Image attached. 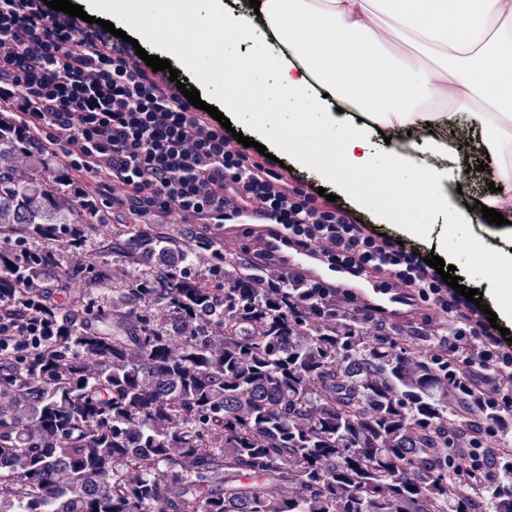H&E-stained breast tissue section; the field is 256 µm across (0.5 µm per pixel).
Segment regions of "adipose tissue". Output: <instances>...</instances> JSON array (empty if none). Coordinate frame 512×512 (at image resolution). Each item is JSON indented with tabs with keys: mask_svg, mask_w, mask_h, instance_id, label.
Returning a JSON list of instances; mask_svg holds the SVG:
<instances>
[{
	"mask_svg": "<svg viewBox=\"0 0 512 512\" xmlns=\"http://www.w3.org/2000/svg\"><path fill=\"white\" fill-rule=\"evenodd\" d=\"M117 20L161 11L179 33L159 40L149 27L142 41L180 59L203 85L276 73L302 109L326 133L343 130V151L324 140L298 152V166L342 188L359 204L391 217L365 176L386 167L406 199L430 198L449 207V184H464L463 161L488 157L497 192L476 210L451 207L453 221L470 227L461 242L492 280H512V0H88ZM206 34L208 63L192 41ZM413 44L418 55L400 54ZM345 112H337V103ZM450 111H438L439 103ZM226 112L259 132L281 117L270 95L225 98ZM389 136L385 157L371 144ZM503 214L502 226L481 213Z\"/></svg>",
	"mask_w": 512,
	"mask_h": 512,
	"instance_id": "ef3b65f1",
	"label": "adipose tissue"
}]
</instances>
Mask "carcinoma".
Segmentation results:
<instances>
[{
  "instance_id": "obj_1",
  "label": "carcinoma",
  "mask_w": 512,
  "mask_h": 512,
  "mask_svg": "<svg viewBox=\"0 0 512 512\" xmlns=\"http://www.w3.org/2000/svg\"><path fill=\"white\" fill-rule=\"evenodd\" d=\"M25 153L0 132V301L53 336L0 356V512H512V459L469 443L511 440L512 409L455 365L258 292L199 227L132 224L75 266L113 211Z\"/></svg>"
}]
</instances>
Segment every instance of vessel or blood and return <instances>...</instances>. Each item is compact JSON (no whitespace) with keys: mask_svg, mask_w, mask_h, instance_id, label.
<instances>
[{"mask_svg":"<svg viewBox=\"0 0 512 512\" xmlns=\"http://www.w3.org/2000/svg\"><path fill=\"white\" fill-rule=\"evenodd\" d=\"M288 260L293 264L307 267L310 273L318 278L337 283L354 292L364 303L383 309L395 322L401 323L411 317L412 307L404 289L382 288L369 280L351 281L343 271L329 270L306 255L292 254Z\"/></svg>","mask_w":512,"mask_h":512,"instance_id":"vessel-or-blood-1","label":"vessel or blood"}]
</instances>
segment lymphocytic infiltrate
<instances>
[{"instance_id":"1","label":"lymphocytic infiltrate","mask_w":512,"mask_h":512,"mask_svg":"<svg viewBox=\"0 0 512 512\" xmlns=\"http://www.w3.org/2000/svg\"><path fill=\"white\" fill-rule=\"evenodd\" d=\"M0 115L39 136L67 179L83 184L90 209L119 205L148 222L193 216L216 241L229 221L248 236L255 225H278L279 241L259 240L254 253L261 267L281 269V283L300 289L304 303L387 323L355 294L289 265L288 252L312 254L357 280L388 272L387 287L410 291L416 317L447 314L437 357L466 375L482 363L480 399L512 402V350L422 256L369 233L336 203L289 185L245 149H229L220 123L205 121L201 109L92 24L44 0H0ZM475 336L483 344L478 352L470 346ZM47 339L28 314L0 312L1 352L37 349Z\"/></svg>"}]
</instances>
